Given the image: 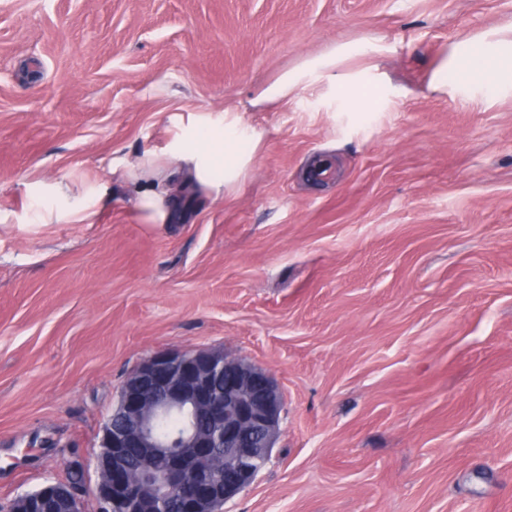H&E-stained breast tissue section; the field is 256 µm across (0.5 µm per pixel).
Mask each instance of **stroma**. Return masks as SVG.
<instances>
[{
	"instance_id": "35a3bbf8",
	"label": "stroma",
	"mask_w": 512,
	"mask_h": 512,
	"mask_svg": "<svg viewBox=\"0 0 512 512\" xmlns=\"http://www.w3.org/2000/svg\"><path fill=\"white\" fill-rule=\"evenodd\" d=\"M489 31L512 0H0V501L76 460L95 512L128 372L207 347L284 396L223 512H512V95L430 87ZM357 41L367 111L257 103ZM227 115L261 135L240 183L135 208L131 165Z\"/></svg>"
}]
</instances>
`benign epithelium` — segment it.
I'll return each mask as SVG.
<instances>
[{"instance_id":"1","label":"benign epithelium","mask_w":512,"mask_h":512,"mask_svg":"<svg viewBox=\"0 0 512 512\" xmlns=\"http://www.w3.org/2000/svg\"><path fill=\"white\" fill-rule=\"evenodd\" d=\"M283 394L272 374L222 350L157 351L126 376L93 457L97 512H217L266 466ZM184 429L156 430L170 416ZM224 449V472L201 466ZM83 490L67 482L17 495L0 512H85Z\"/></svg>"}]
</instances>
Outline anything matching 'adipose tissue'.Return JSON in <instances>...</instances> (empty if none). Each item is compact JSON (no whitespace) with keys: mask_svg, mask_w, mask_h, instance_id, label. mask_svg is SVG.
I'll list each match as a JSON object with an SVG mask.
<instances>
[{"mask_svg":"<svg viewBox=\"0 0 512 512\" xmlns=\"http://www.w3.org/2000/svg\"><path fill=\"white\" fill-rule=\"evenodd\" d=\"M364 44L341 46L337 54L319 57L302 71L284 76L269 89V96L285 98L297 93L312 75L324 76L342 87V103L348 111H365L360 78L337 73L338 56L364 54ZM431 84L440 91L478 92L497 96L512 92V38L498 32L482 34L455 45L435 71ZM260 136L255 130L232 120L220 124L189 123L183 137L174 140L164 151L168 165L150 164L147 173L130 172L136 186L135 203L149 211L154 221H164L177 205L176 196L167 187L170 163H177L184 184L202 186L214 196L237 183L252 162Z\"/></svg>","mask_w":512,"mask_h":512,"instance_id":"adipose-tissue-1","label":"adipose tissue"}]
</instances>
